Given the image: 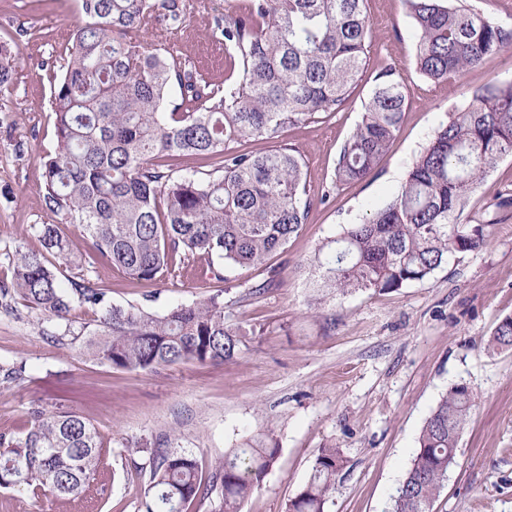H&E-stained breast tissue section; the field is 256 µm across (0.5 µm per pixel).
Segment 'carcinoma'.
I'll list each match as a JSON object with an SVG mask.
<instances>
[{
  "label": "carcinoma",
  "mask_w": 512,
  "mask_h": 512,
  "mask_svg": "<svg viewBox=\"0 0 512 512\" xmlns=\"http://www.w3.org/2000/svg\"><path fill=\"white\" fill-rule=\"evenodd\" d=\"M366 0H239L214 23L234 80L216 84L185 57L134 38L186 27L185 0H81L84 23L60 58L53 87L56 149L44 164L43 204L52 221L36 231L43 251H18L9 297L49 318L68 319L71 296L101 309L88 339L91 356L115 369L152 371L196 361L230 362L243 328L224 312V291L162 316L112 305L105 292L72 283L67 294L51 255L74 267L61 224H75L95 250L130 280L185 276L203 254L233 269L262 267L307 223L304 158L281 143L286 129L341 111L363 74L374 35ZM417 32L415 69L434 87H451L491 56L512 51V26L475 12L467 0H402ZM18 47L0 44V90L16 74ZM396 70L381 69L362 119L342 146L337 184L365 177L386 154L405 116ZM264 143L249 150L246 143ZM201 155L207 173L175 175L158 159ZM512 157V82L478 90L449 113L409 166L392 198L318 248L321 296L388 294L423 281L448 260L486 248L491 224L461 217L488 173ZM490 346L512 349V315ZM476 406L455 383L426 419L416 454L387 512H431L460 434ZM102 439L76 413L34 408L16 441L0 442V488L78 497L96 475ZM279 445L242 443L203 474L197 459L154 444L143 512H240L241 502L276 464ZM344 464L341 449H321L305 486L285 512H326Z\"/></svg>",
  "instance_id": "cac0c4a2"
}]
</instances>
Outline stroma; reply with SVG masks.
<instances>
[{
	"label": "stroma",
	"mask_w": 512,
	"mask_h": 512,
	"mask_svg": "<svg viewBox=\"0 0 512 512\" xmlns=\"http://www.w3.org/2000/svg\"><path fill=\"white\" fill-rule=\"evenodd\" d=\"M234 3L193 0L186 28L145 38L223 81L224 43L212 28ZM366 10L376 39L345 109L283 135L305 158L312 207L298 235L266 266L228 270L199 255L202 273L141 285L75 225L61 227L89 270L62 264L60 279H88L111 304L162 315L224 291L225 312L252 332L238 359L150 373L115 369L86 350L99 308L72 302L63 323L0 298V366L24 368L20 380L0 378V434L22 437L30 409L39 405L83 416L105 444L102 475L83 496L0 490V512H140L145 478L138 469L150 454L135 444L168 440L206 470L259 432L273 434L281 452L240 512H284L329 445L342 449L345 465L327 512H386L427 417L459 382L472 388L476 407L432 510L512 512V349L488 346L498 321L512 315V158L497 164L464 214L466 223L493 224L485 249L451 258L399 291L333 297L316 317L309 310L319 246L389 200L449 112L480 87L512 81V52H504L467 71L451 90L432 89L412 64L416 33L401 0H367ZM81 18L80 0H0V42L20 51L14 82L0 92V283L11 279L16 250L42 249L35 229L49 219L42 186L44 158L55 150L53 61ZM386 66L396 69L407 95L401 129L365 178L335 184L340 149ZM261 284L265 292L253 294Z\"/></svg>",
	"instance_id": "stroma-1"
}]
</instances>
